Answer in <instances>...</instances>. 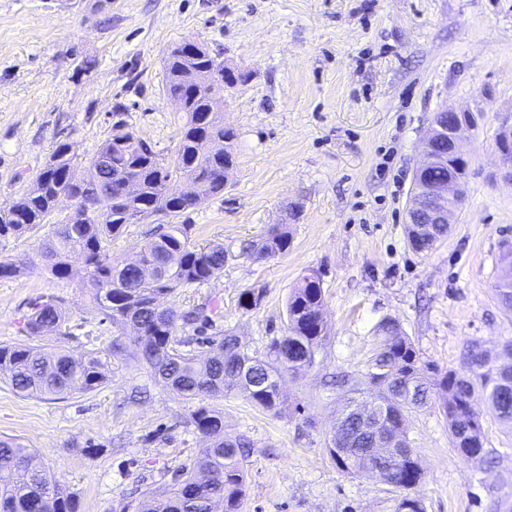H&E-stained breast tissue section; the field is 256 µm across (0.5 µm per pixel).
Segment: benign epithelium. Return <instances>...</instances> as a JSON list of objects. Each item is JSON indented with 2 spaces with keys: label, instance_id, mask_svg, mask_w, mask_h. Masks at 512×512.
<instances>
[{
  "label": "benign epithelium",
  "instance_id": "7a95c632",
  "mask_svg": "<svg viewBox=\"0 0 512 512\" xmlns=\"http://www.w3.org/2000/svg\"><path fill=\"white\" fill-rule=\"evenodd\" d=\"M445 113L451 116L448 122H442L440 111L430 122L415 169L418 186L407 210V213L421 217V223L426 225L451 224L465 188L464 180L459 178L458 173L463 169L470 170L469 153L462 134L475 127L480 117L479 113L462 108L449 107ZM442 144L447 145L446 157L454 160L456 174L448 177L445 184H431L425 180V174L429 167L443 159L444 156L438 153V147ZM496 147L500 161L499 176L512 184V125L501 129Z\"/></svg>",
  "mask_w": 512,
  "mask_h": 512
}]
</instances>
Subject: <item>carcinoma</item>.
<instances>
[{
    "label": "carcinoma",
    "instance_id": "carcinoma-1",
    "mask_svg": "<svg viewBox=\"0 0 512 512\" xmlns=\"http://www.w3.org/2000/svg\"><path fill=\"white\" fill-rule=\"evenodd\" d=\"M166 94L181 102L179 141L170 161L134 132L116 131L88 161L89 176L73 174L71 145L57 144L36 179L6 210H0V240L20 238L43 224H54L40 246L45 270L59 281L72 278V255L83 260V283L90 298L112 327L132 336L143 361L163 386L192 402L212 397L228 387L241 388L239 372L253 363L258 387L246 393L253 404L278 411L285 404L283 374H297L311 364V356L327 336L323 289L314 272L303 275L286 303V331L271 340L261 357L248 352L229 332L219 339L180 336L178 330L207 322L204 304L180 311L157 301L180 288L209 283L224 269V247L199 246L192 241L191 224L179 218L208 200L224 194V167L234 163L233 130L212 102L224 97V62L200 44L177 45L165 58ZM181 181L170 190L172 179ZM75 201L62 220H54L60 198ZM152 216L166 218L132 259L112 260V239L128 224ZM448 227L421 235L408 225L415 249H432ZM288 225L277 224L256 245L255 258L269 259L288 251ZM501 303L512 310V271H505L496 289ZM66 322L60 303L47 298L32 303L24 316L30 336L59 331ZM384 347L368 366L376 383V398L388 404L383 422L369 425L350 416L339 449L329 448L336 467L362 474L354 464L382 438L400 453L389 472L390 485L407 490L423 478L419 458L406 438L412 414L441 404L452 447L466 460L490 467L494 457L485 448L479 416L470 403L481 393L498 420L512 424V338L494 353L478 341L466 346L461 370L430 380L429 365L421 361L399 325H380ZM211 346L201 358L193 346ZM0 375L19 393L61 397L88 393L105 384V363L95 355H76L64 347L44 348L27 343L0 346ZM195 429L208 439L190 467H183L175 483L145 501L142 512H236L245 485L243 460L249 443L224 437V415L198 404L190 410ZM0 512H77L74 496L54 479L36 453L10 440H0Z\"/></svg>",
    "mask_w": 512,
    "mask_h": 512
}]
</instances>
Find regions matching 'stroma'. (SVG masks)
<instances>
[{
    "label": "stroma",
    "instance_id": "obj_1",
    "mask_svg": "<svg viewBox=\"0 0 512 512\" xmlns=\"http://www.w3.org/2000/svg\"><path fill=\"white\" fill-rule=\"evenodd\" d=\"M204 45L241 79L224 89V124L236 159L222 196L187 212L194 238L224 246L221 275L179 289L182 310L214 303L209 334L227 331L249 352L283 335L300 276H321L330 335L311 368L285 378L287 409L253 405L239 391L211 398L224 431L250 443L238 512H396L403 490L340 471L327 448L348 396L334 374L369 391L379 325L392 320L422 361L461 369L473 341L512 337L496 297L502 247L512 243V185L498 175L496 139L512 124V0H0V208L70 143L74 175L117 130L173 154L180 114L166 94L164 59ZM442 106L482 113L467 133L464 201L448 234L413 251L404 224L421 140ZM276 224L290 227L283 255L253 256ZM39 229L0 242V260L27 275L0 280V344L26 341L31 301L61 300L63 345L104 354L108 381L58 399L25 397L0 380V439L34 449L78 501V512H138L148 491L170 487L205 437L190 405L162 387L129 337L119 336L81 277L37 266ZM261 291L243 309L241 293ZM121 352H113L114 341ZM484 469L450 444L443 412L413 413L408 436L425 512H512V431L476 401Z\"/></svg>",
    "mask_w": 512,
    "mask_h": 512
}]
</instances>
